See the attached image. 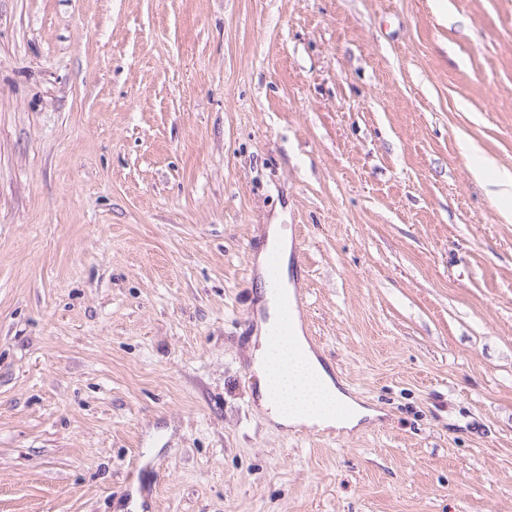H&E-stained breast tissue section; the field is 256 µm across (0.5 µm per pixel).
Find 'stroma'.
Masks as SVG:
<instances>
[{"label": "stroma", "instance_id": "35a3bbf8", "mask_svg": "<svg viewBox=\"0 0 512 512\" xmlns=\"http://www.w3.org/2000/svg\"><path fill=\"white\" fill-rule=\"evenodd\" d=\"M512 0H0V512H512ZM374 417L260 408L256 257ZM281 224H271L267 230L266 245L258 256V268L260 274L263 275L264 289L268 286L264 282V258L268 251L276 248L280 254L282 261V285L283 295L288 296V258L290 253V242L288 235L280 226ZM280 257L277 252L272 251L266 260V276L271 290L274 294L279 295L281 287V264Z\"/></svg>", "mask_w": 512, "mask_h": 512}]
</instances>
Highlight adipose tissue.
Returning a JSON list of instances; mask_svg holds the SVG:
<instances>
[{
  "label": "adipose tissue",
  "mask_w": 512,
  "mask_h": 512,
  "mask_svg": "<svg viewBox=\"0 0 512 512\" xmlns=\"http://www.w3.org/2000/svg\"><path fill=\"white\" fill-rule=\"evenodd\" d=\"M268 322L253 353L260 403L270 416L285 425H308L325 430L350 429L369 417L370 411L353 401L336 385L331 372L311 350L302 332L270 347L269 324L277 318L272 296H265ZM344 415H337V408Z\"/></svg>",
  "instance_id": "adipose-tissue-1"
}]
</instances>
